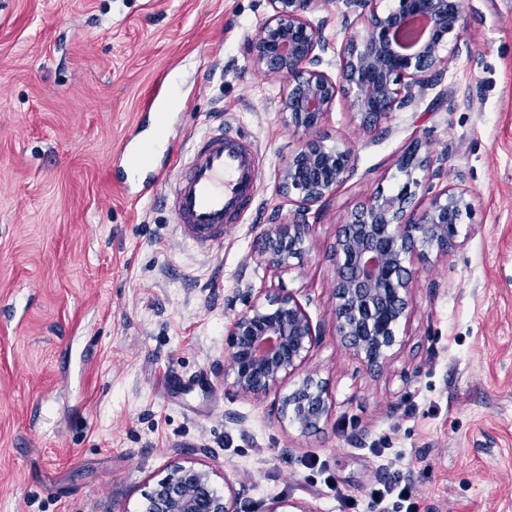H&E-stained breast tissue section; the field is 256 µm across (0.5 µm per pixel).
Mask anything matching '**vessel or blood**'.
I'll use <instances>...</instances> for the list:
<instances>
[{
    "mask_svg": "<svg viewBox=\"0 0 512 512\" xmlns=\"http://www.w3.org/2000/svg\"><path fill=\"white\" fill-rule=\"evenodd\" d=\"M175 177L160 173L154 183H169L165 204L182 236L210 251L224 242V232L242 220L258 188L260 158L244 135H225L223 127L209 129L191 148L168 144Z\"/></svg>",
    "mask_w": 512,
    "mask_h": 512,
    "instance_id": "obj_1",
    "label": "vessel or blood"
}]
</instances>
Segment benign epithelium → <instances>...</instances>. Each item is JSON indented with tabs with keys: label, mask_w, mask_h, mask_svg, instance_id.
Instances as JSON below:
<instances>
[{
	"label": "benign epithelium",
	"mask_w": 512,
	"mask_h": 512,
	"mask_svg": "<svg viewBox=\"0 0 512 512\" xmlns=\"http://www.w3.org/2000/svg\"><path fill=\"white\" fill-rule=\"evenodd\" d=\"M270 15L249 52L257 69L286 79L280 110L304 138L278 169V184L295 206L290 224H270L260 234L259 256L273 269L288 267L301 253L308 234L310 207L330 196L354 170V152L326 144L317 135L339 92L349 98L363 124H375L417 103L458 55L465 24V0H396L386 12L378 0H345L344 25L355 33L343 41L338 79L320 69L330 43L323 20H312L313 0H266ZM438 160L409 149L397 162L407 177L401 191L379 194L351 212L336 236V333L368 368H378L398 343L397 327L407 317L413 272L406 261L435 249L457 246L463 216L472 203L463 190L447 188L417 212L416 189L439 174ZM246 308L232 320L228 336L235 392L260 398L278 393L291 377L294 389L279 397L283 420L308 433L329 411L324 382L301 372L317 332L301 303L288 293L272 298L253 292ZM224 490L214 487V473L189 462H176L147 494L146 512H235L240 490L224 475Z\"/></svg>",
	"instance_id": "7a95c632"
}]
</instances>
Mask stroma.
Wrapping results in <instances>:
<instances>
[{"instance_id": "stroma-1", "label": "stroma", "mask_w": 512, "mask_h": 512, "mask_svg": "<svg viewBox=\"0 0 512 512\" xmlns=\"http://www.w3.org/2000/svg\"><path fill=\"white\" fill-rule=\"evenodd\" d=\"M343 11L315 0L310 14L334 78ZM465 11L458 56L416 106L365 129L337 96L320 133L353 149L355 169L273 270L259 233L293 218L277 172L301 134L279 108L284 79L247 50L265 0H0V512H143L177 460L242 485L237 512L275 497L405 512L369 497L392 475L420 512H512V0ZM171 67L181 93L164 137L222 124L263 156L254 207L209 253L180 237L165 188L136 202L123 183V148L152 133L141 112ZM415 145L445 160L418 208L465 190L467 240L413 258L399 343L370 370L333 322L336 233L402 188L396 163ZM248 285L291 294L318 332L302 366L327 387L318 430L225 380Z\"/></svg>"}]
</instances>
